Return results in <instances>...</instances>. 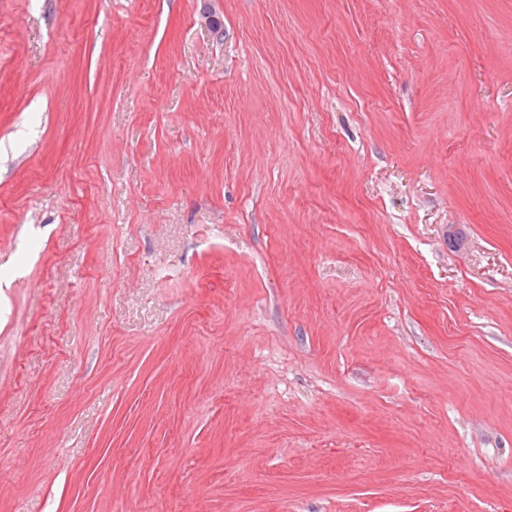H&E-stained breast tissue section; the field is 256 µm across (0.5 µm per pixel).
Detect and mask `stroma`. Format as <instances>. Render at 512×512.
<instances>
[{
  "label": "stroma",
  "instance_id": "obj_1",
  "mask_svg": "<svg viewBox=\"0 0 512 512\" xmlns=\"http://www.w3.org/2000/svg\"><path fill=\"white\" fill-rule=\"evenodd\" d=\"M0 512H512V0H0Z\"/></svg>",
  "mask_w": 512,
  "mask_h": 512
}]
</instances>
